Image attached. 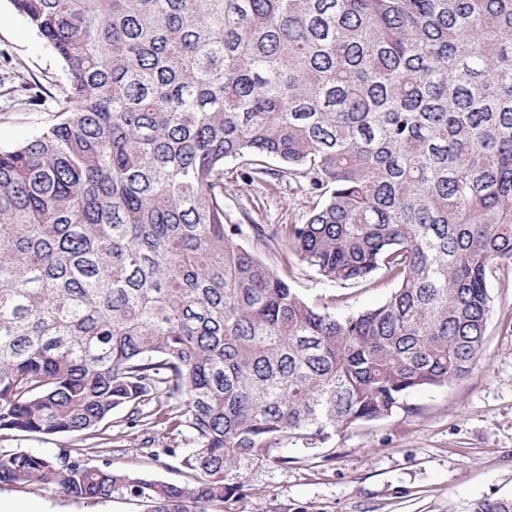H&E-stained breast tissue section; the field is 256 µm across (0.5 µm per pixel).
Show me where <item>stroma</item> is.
<instances>
[{"instance_id": "stroma-1", "label": "stroma", "mask_w": 512, "mask_h": 512, "mask_svg": "<svg viewBox=\"0 0 512 512\" xmlns=\"http://www.w3.org/2000/svg\"><path fill=\"white\" fill-rule=\"evenodd\" d=\"M22 79L40 85L49 102L35 109L12 96L10 87ZM64 84L54 51L8 0H0V149L58 121L52 98ZM315 204L306 181L286 178L271 188L248 181L238 163L224 167L228 223L302 224ZM290 283L313 304L341 315L380 305L394 288L380 277L369 286L330 284L300 263ZM488 286L492 314L467 377L412 392L405 399L411 413L359 422L322 447L285 443L288 464L248 471L224 512H469L475 500L512 497V263L492 273ZM156 437L175 448V455L155 461L130 441L120 451L102 452L95 438L90 461L189 482L181 465L192 446L189 431L161 426ZM0 497L27 502L39 512H147L132 499L90 502L30 486L2 484Z\"/></svg>"}]
</instances>
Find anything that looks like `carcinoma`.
<instances>
[{
    "label": "carcinoma",
    "mask_w": 512,
    "mask_h": 512,
    "mask_svg": "<svg viewBox=\"0 0 512 512\" xmlns=\"http://www.w3.org/2000/svg\"><path fill=\"white\" fill-rule=\"evenodd\" d=\"M63 63L61 121L0 150V431L160 424L190 484L0 453V483L224 512L404 397L468 375L512 263V0H9ZM12 91L39 105L42 88ZM272 158L282 169L265 166ZM304 178V224L251 225L285 268L396 282L322 310L224 223V165ZM470 512H512L484 498Z\"/></svg>",
    "instance_id": "carcinoma-1"
}]
</instances>
